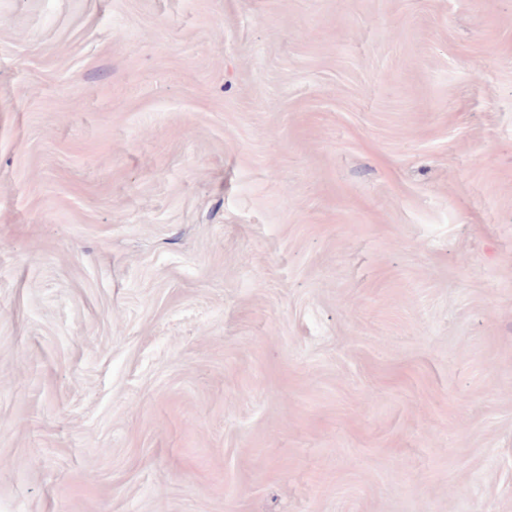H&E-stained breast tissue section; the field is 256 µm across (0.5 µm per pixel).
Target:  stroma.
Listing matches in <instances>:
<instances>
[{
  "instance_id": "1",
  "label": "stroma",
  "mask_w": 512,
  "mask_h": 512,
  "mask_svg": "<svg viewBox=\"0 0 512 512\" xmlns=\"http://www.w3.org/2000/svg\"><path fill=\"white\" fill-rule=\"evenodd\" d=\"M0 512H512V0H0Z\"/></svg>"
}]
</instances>
